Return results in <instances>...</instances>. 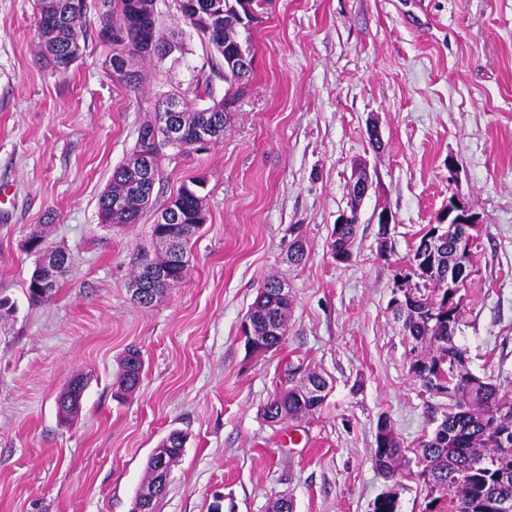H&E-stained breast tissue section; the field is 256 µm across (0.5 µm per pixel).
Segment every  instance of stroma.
Returning a JSON list of instances; mask_svg holds the SVG:
<instances>
[{"label": "stroma", "instance_id": "obj_1", "mask_svg": "<svg viewBox=\"0 0 512 512\" xmlns=\"http://www.w3.org/2000/svg\"><path fill=\"white\" fill-rule=\"evenodd\" d=\"M90 6L86 52L65 74L38 52L35 0H0V512H131L147 463L171 431L186 438L156 512H371L396 493L423 512L418 443L448 406L422 395L390 304L413 246L449 201L479 221L458 339L469 365L512 397V0H276L254 27V75L224 138L167 153L139 223H99L113 169L133 150L157 92L208 82L223 98V62L176 10L182 58L140 63L131 92L108 67ZM382 145L372 147L370 129ZM365 164L353 256L330 251L347 185ZM204 183L208 220L190 245L184 283L155 303L134 301L144 254H156L157 213L189 179ZM391 219L389 242L379 214ZM306 259L287 260L294 236ZM66 252L52 297L27 284L31 237ZM287 283L292 307L279 350L254 355L241 323L262 281ZM145 369L120 397L129 346ZM316 372L329 393L315 413L270 421L287 380ZM87 386L75 419L56 401L68 380ZM389 419L408 466L374 462Z\"/></svg>", "mask_w": 512, "mask_h": 512}]
</instances>
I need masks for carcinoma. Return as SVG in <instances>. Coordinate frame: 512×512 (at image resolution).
Returning a JSON list of instances; mask_svg holds the SVG:
<instances>
[{"instance_id": "cac0c4a2", "label": "carcinoma", "mask_w": 512, "mask_h": 512, "mask_svg": "<svg viewBox=\"0 0 512 512\" xmlns=\"http://www.w3.org/2000/svg\"><path fill=\"white\" fill-rule=\"evenodd\" d=\"M144 0H98V22L103 26L121 21L131 10L146 8ZM36 27L40 40V55L52 69L65 73L82 56L85 49L84 32L88 13L87 0H36ZM264 9V0H224L221 33L207 40V44L224 59V82L236 86L231 98L239 99L253 71L242 72L230 62L238 49L252 53L250 31L252 21ZM246 22H235L237 16ZM173 101L179 106L174 113L184 133L183 153L196 150L191 145L196 130L207 127L212 142L224 139V127L231 111L224 100H214L203 107H191L186 98L177 93H160L155 97L153 115L138 131V138L154 132L169 112L162 104ZM190 179L169 199L179 212V220L169 224L152 225L155 240L162 237L178 239L177 250H168L153 259H144L136 276L144 278L148 265L168 269V276L178 281L181 268L179 255L187 253L190 240L200 229L199 211L204 198L198 196ZM122 210L112 212L115 200ZM147 204L140 189L126 178L123 166L112 172L108 187L98 203L101 224L126 225L139 222ZM357 225L343 224L333 229L336 245H348L355 240ZM455 235L440 240L443 252V273L448 263L457 261ZM425 301H414L405 309L403 321L406 355L413 378L426 393L448 395V408L442 414L430 437L419 445L418 458L422 464L419 477L423 479L428 495L436 493L448 498V512H495L493 504L507 501L512 504V399H505L499 388L469 367L467 350L457 340L462 318V307L450 301L448 289L440 287L439 273L429 271L419 276ZM278 279L269 277L262 283L265 292L256 295L251 307L262 308L263 320H278L283 305L276 291ZM144 370L142 355L130 349L121 359L117 377L118 389L127 393L140 383ZM326 395L303 392L297 385L278 391L267 403V410L300 418L321 408ZM375 464L391 476L409 464L391 424L378 423Z\"/></svg>"}]
</instances>
